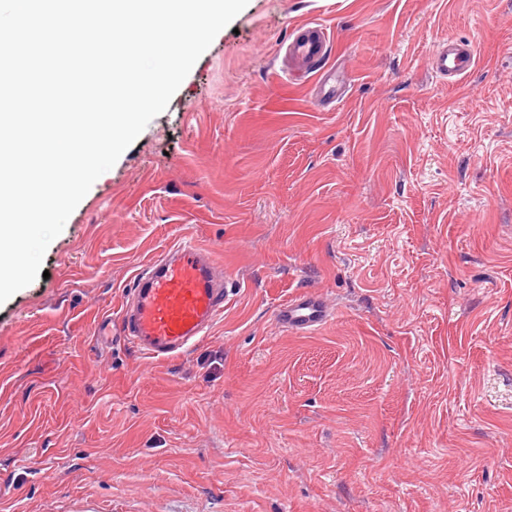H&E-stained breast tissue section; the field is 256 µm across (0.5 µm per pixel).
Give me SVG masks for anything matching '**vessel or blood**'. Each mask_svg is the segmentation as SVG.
Here are the masks:
<instances>
[{
    "label": "vessel or blood",
    "instance_id": "b4317fda",
    "mask_svg": "<svg viewBox=\"0 0 512 512\" xmlns=\"http://www.w3.org/2000/svg\"><path fill=\"white\" fill-rule=\"evenodd\" d=\"M327 35L319 25L302 27L286 47L305 67H314L326 55ZM470 45L440 44L434 54L437 74L463 77L474 64ZM234 288L213 250L202 244L180 242L150 260L134 276L133 289L122 307L121 331L140 354L165 360L183 354L206 336L223 312ZM334 315L327 301L304 292L283 301L278 321L283 328L311 333Z\"/></svg>",
    "mask_w": 512,
    "mask_h": 512
}]
</instances>
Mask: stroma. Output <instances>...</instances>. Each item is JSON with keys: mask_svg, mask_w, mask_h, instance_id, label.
<instances>
[{"mask_svg": "<svg viewBox=\"0 0 512 512\" xmlns=\"http://www.w3.org/2000/svg\"><path fill=\"white\" fill-rule=\"evenodd\" d=\"M180 241L236 281L210 334L97 336ZM42 267L0 304V512H512V0H249ZM304 290L335 315L285 331ZM300 32L301 34L287 45L286 54L289 53L311 70L327 53V35L325 29L316 24L301 27ZM434 56V68L441 76L461 79L473 66L474 50L468 44L442 43Z\"/></svg>", "mask_w": 512, "mask_h": 512, "instance_id": "obj_1", "label": "stroma"}]
</instances>
